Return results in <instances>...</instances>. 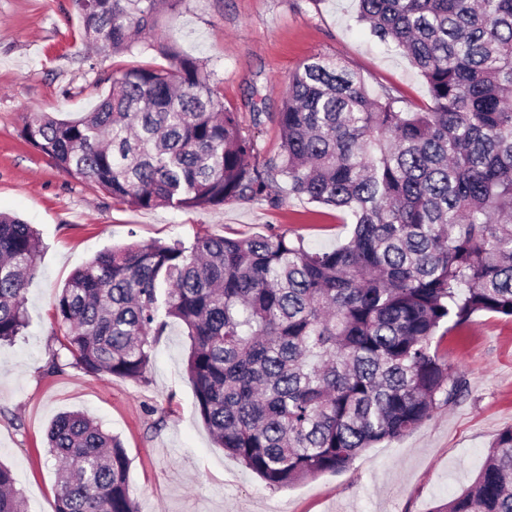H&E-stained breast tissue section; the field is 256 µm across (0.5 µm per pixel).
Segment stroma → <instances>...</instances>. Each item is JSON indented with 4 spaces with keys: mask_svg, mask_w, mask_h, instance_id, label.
Masks as SVG:
<instances>
[{
    "mask_svg": "<svg viewBox=\"0 0 512 512\" xmlns=\"http://www.w3.org/2000/svg\"><path fill=\"white\" fill-rule=\"evenodd\" d=\"M356 0H179L160 32L200 61L240 112L259 160L276 157L278 112L288 76L312 57L332 59L362 78L371 95L420 108L426 85L403 52L357 19ZM152 54L87 48L74 0H0V212L34 225L42 247L27 290L23 334L0 344V462L9 467L26 512H55L58 481L45 433L60 413L81 411L117 436L129 460L139 512H434L468 486L492 438L512 427V319L476 315L440 345L463 396L395 441L360 452L347 471L287 488L268 486L218 448L196 413L186 372L190 340L173 322L153 343L144 379L51 373L49 354L64 330L55 296L97 254L130 243H192L199 236H302L306 247L345 243L333 210L289 190L275 201L142 210L62 173L20 136L24 117L90 111L113 71Z\"/></svg>",
    "mask_w": 512,
    "mask_h": 512,
    "instance_id": "obj_1",
    "label": "stroma"
}]
</instances>
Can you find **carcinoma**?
Here are the masks:
<instances>
[{
  "instance_id": "carcinoma-1",
  "label": "carcinoma",
  "mask_w": 512,
  "mask_h": 512,
  "mask_svg": "<svg viewBox=\"0 0 512 512\" xmlns=\"http://www.w3.org/2000/svg\"><path fill=\"white\" fill-rule=\"evenodd\" d=\"M179 0H75L85 41L162 65L112 76L93 109L26 116L24 141L66 175L140 209L206 208L291 190L331 206L350 237H198L97 254L55 298L65 333L49 370L140 380L172 321L190 339L196 412L215 443L269 486L343 472L458 401L437 334L479 313L512 318V0H358L401 48L432 106L373 98L337 64L288 77L277 159L256 162L243 116L194 58L155 36ZM37 231L0 214V341L27 326ZM56 512H139L120 440L69 412L48 431ZM0 512H22L0 463ZM434 512H512V427L474 482Z\"/></svg>"
}]
</instances>
